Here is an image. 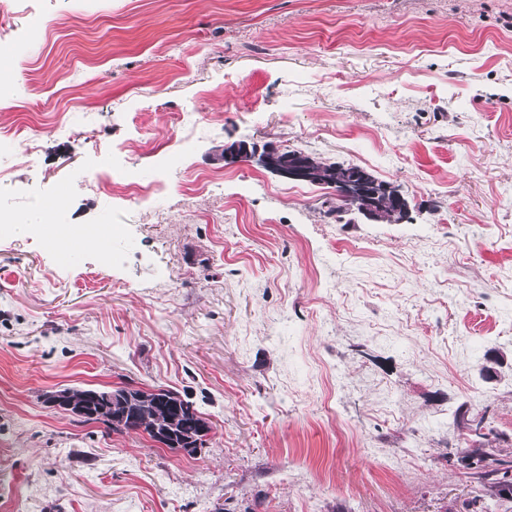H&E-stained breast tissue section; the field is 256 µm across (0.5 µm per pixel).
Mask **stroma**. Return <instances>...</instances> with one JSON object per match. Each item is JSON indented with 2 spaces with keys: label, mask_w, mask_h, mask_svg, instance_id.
Listing matches in <instances>:
<instances>
[{
  "label": "stroma",
  "mask_w": 512,
  "mask_h": 512,
  "mask_svg": "<svg viewBox=\"0 0 512 512\" xmlns=\"http://www.w3.org/2000/svg\"><path fill=\"white\" fill-rule=\"evenodd\" d=\"M8 3L0 37L59 24L0 80V207L63 188L111 234L63 265L0 230V512H512L463 461L512 459V0ZM242 140L408 212L336 217L225 162ZM126 382L192 402L203 447L44 402ZM311 160L316 162L317 167L322 171L323 176L320 180H313L314 184H330L331 180H335L337 175L344 170L359 169L357 171L349 172L341 179L338 183L333 186L336 189V199L344 202L351 210H357L358 213L362 214L369 220H377L381 218L380 211L373 204V199L378 198L380 195L390 197L393 204L398 207H403L402 217L407 212V202L404 196L397 192L391 193L392 187H380L378 183L374 182L372 175L363 170L365 168L358 165H348L349 167H341L336 164H324L317 161L315 158L308 156ZM390 200L380 199V209L383 211V217L393 219V217H400L393 213L394 206ZM401 217V218H402Z\"/></svg>",
  "instance_id": "35a3bbf8"
}]
</instances>
